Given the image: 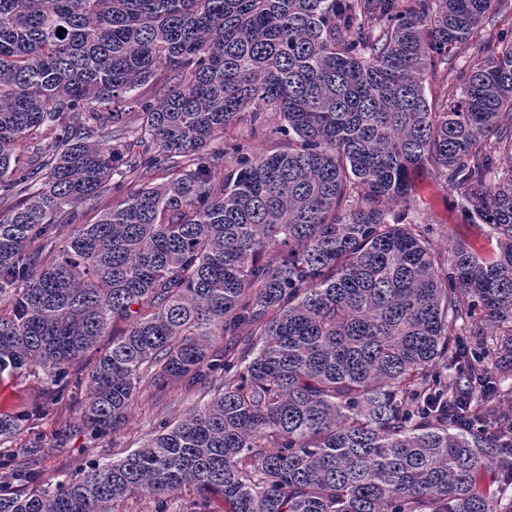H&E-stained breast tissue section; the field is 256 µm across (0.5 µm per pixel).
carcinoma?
Listing matches in <instances>:
<instances>
[{
    "instance_id": "carcinoma-1",
    "label": "carcinoma",
    "mask_w": 512,
    "mask_h": 512,
    "mask_svg": "<svg viewBox=\"0 0 512 512\" xmlns=\"http://www.w3.org/2000/svg\"><path fill=\"white\" fill-rule=\"evenodd\" d=\"M498 2L0 0V375L95 438L145 380L210 396L0 512H512V34L426 94ZM246 112L288 147L225 146ZM427 165L493 258L406 221Z\"/></svg>"
}]
</instances>
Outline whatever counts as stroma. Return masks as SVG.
<instances>
[{
    "mask_svg": "<svg viewBox=\"0 0 512 512\" xmlns=\"http://www.w3.org/2000/svg\"><path fill=\"white\" fill-rule=\"evenodd\" d=\"M512 29V0H507L494 24L480 31L478 38L462 46L452 64L439 67L429 74L426 82L428 95L459 88L463 72L484 59L483 49L495 41L500 32ZM273 124L252 123L249 115L227 128L225 143H241L253 154L272 152L286 145L273 132ZM413 206L410 221L430 225L431 238L438 249H445L456 238L466 239L480 255L490 258L497 251V242L484 229L468 223L461 210V199L456 191L439 182L432 172H423L414 182ZM198 391L177 383L168 387L165 395H158L150 385H142L132 400L127 420L121 429L110 436L95 439L88 433L73 431L60 435V416L64 404L55 402L45 392L41 377L33 372L0 376V413H24L28 416L25 428L6 447L25 446L30 438H39L41 450V483L55 484L61 476L78 473L92 460L107 462L123 457L126 451L139 447L164 420L178 418L196 405Z\"/></svg>",
    "mask_w": 512,
    "mask_h": 512,
    "instance_id": "35a3bbf8",
    "label": "stroma"
}]
</instances>
